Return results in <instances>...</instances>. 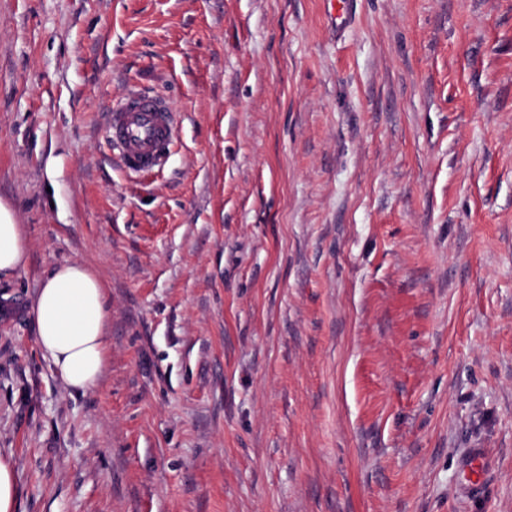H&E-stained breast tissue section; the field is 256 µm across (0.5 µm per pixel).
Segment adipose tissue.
Listing matches in <instances>:
<instances>
[{"label": "adipose tissue", "instance_id": "adipose-tissue-1", "mask_svg": "<svg viewBox=\"0 0 512 512\" xmlns=\"http://www.w3.org/2000/svg\"><path fill=\"white\" fill-rule=\"evenodd\" d=\"M26 253L21 225L0 205V274H13ZM33 312L36 342L62 382L81 392L96 387L108 359L110 309L95 273L81 262L57 268L40 288Z\"/></svg>", "mask_w": 512, "mask_h": 512}]
</instances>
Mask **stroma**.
Here are the masks:
<instances>
[{
    "label": "stroma",
    "instance_id": "obj_1",
    "mask_svg": "<svg viewBox=\"0 0 512 512\" xmlns=\"http://www.w3.org/2000/svg\"><path fill=\"white\" fill-rule=\"evenodd\" d=\"M132 87L181 120L148 177ZM0 203L19 512H512V0H0ZM76 261L85 393L32 313ZM107 127L124 171L134 176L161 171L180 135L179 118L165 100L137 89L113 103ZM27 240L21 224H16L12 213L0 203V275L13 274L24 262ZM33 312L36 342L62 382L74 391L96 387L108 359L110 309L95 273L81 262L57 268L40 288Z\"/></svg>",
    "mask_w": 512,
    "mask_h": 512
}]
</instances>
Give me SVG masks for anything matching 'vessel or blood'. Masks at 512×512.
Here are the masks:
<instances>
[{"mask_svg":"<svg viewBox=\"0 0 512 512\" xmlns=\"http://www.w3.org/2000/svg\"><path fill=\"white\" fill-rule=\"evenodd\" d=\"M107 127L124 171L134 176L161 171L180 135L179 118L165 100L136 89L113 103Z\"/></svg>","mask_w":512,"mask_h":512,"instance_id":"vessel-or-blood-1","label":"vessel or blood"}]
</instances>
